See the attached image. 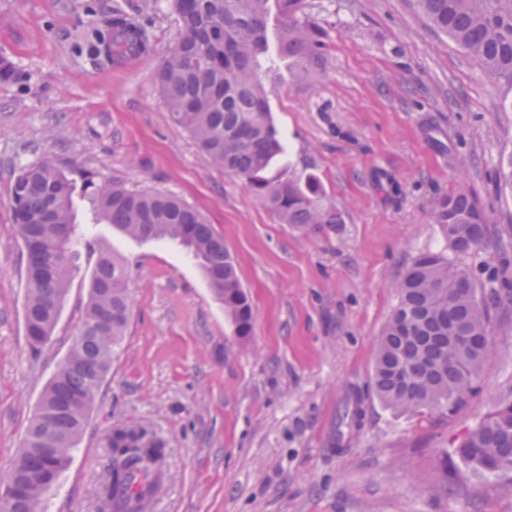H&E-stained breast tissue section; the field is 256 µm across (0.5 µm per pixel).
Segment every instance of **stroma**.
Returning <instances> with one entry per match:
<instances>
[{
  "mask_svg": "<svg viewBox=\"0 0 512 512\" xmlns=\"http://www.w3.org/2000/svg\"><path fill=\"white\" fill-rule=\"evenodd\" d=\"M307 2L322 59L278 61L269 94L287 146L271 176L317 178L339 217L303 231L208 163L164 106L155 71L181 30L169 0H0L14 71L0 78V483L87 297L75 279L51 340L31 347L10 198L22 166L49 158L179 195L223 234L253 311L236 335L180 246L91 225L126 262L129 322L43 512H100L108 439L125 426L166 445L168 492L148 512H512V477L486 479L455 453L512 396V87L490 83L416 0ZM116 8L153 45L122 66L85 47ZM459 189L488 219L458 260L490 305L487 355L454 411L399 413L372 387L378 341L413 259L449 253L431 204ZM354 402L361 425L337 438Z\"/></svg>",
  "mask_w": 512,
  "mask_h": 512,
  "instance_id": "stroma-1",
  "label": "stroma"
}]
</instances>
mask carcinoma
I'll list each match as a JSON object with an SVG mask.
<instances>
[{
	"instance_id": "1",
	"label": "carcinoma",
	"mask_w": 512,
	"mask_h": 512,
	"mask_svg": "<svg viewBox=\"0 0 512 512\" xmlns=\"http://www.w3.org/2000/svg\"><path fill=\"white\" fill-rule=\"evenodd\" d=\"M279 22L277 56L309 66L323 42L306 0H171L182 24L178 47L155 72L174 121L212 165L241 180L283 224L323 228L339 223L319 183L267 176L284 155L268 103V3ZM429 21L446 33L495 82L512 86V0H418ZM91 51L111 62L152 52L146 28L121 10L95 33ZM89 204L90 223L110 224L136 240H168L196 260L235 331L246 336L252 308L224 237L197 209L159 190H135L92 172L74 179L52 161L22 167L12 188L18 235L27 248L25 324L35 349L56 327L82 248H91L77 222L74 196ZM434 223L458 255L477 250L487 218L465 192L436 200ZM126 265L102 241L78 319L83 340L71 345L41 393L11 476L16 491L8 512H41L59 482L88 421L95 394L129 321ZM398 304L379 342L373 388L390 408L452 411L470 389L487 349L489 313L467 272L441 252L418 255L397 285ZM112 464L99 488L102 512H144L141 496L124 493L136 474L163 471L164 444L143 429L121 428L109 441ZM459 459L488 478L512 473V402L500 404L456 448Z\"/></svg>"
}]
</instances>
